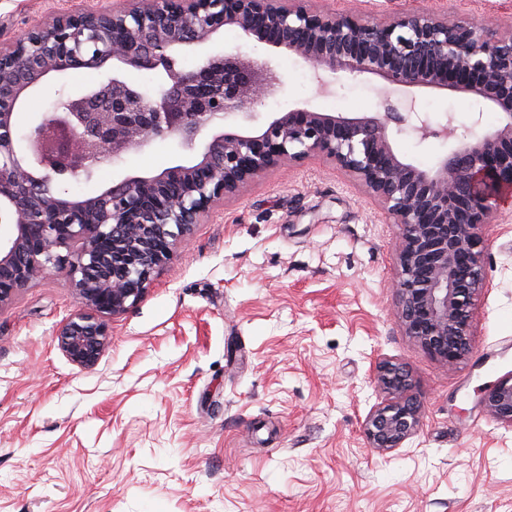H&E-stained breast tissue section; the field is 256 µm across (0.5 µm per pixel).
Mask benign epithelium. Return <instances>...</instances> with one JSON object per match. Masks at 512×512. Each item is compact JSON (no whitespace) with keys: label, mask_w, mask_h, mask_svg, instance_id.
I'll use <instances>...</instances> for the list:
<instances>
[{"label":"benign epithelium","mask_w":512,"mask_h":512,"mask_svg":"<svg viewBox=\"0 0 512 512\" xmlns=\"http://www.w3.org/2000/svg\"><path fill=\"white\" fill-rule=\"evenodd\" d=\"M226 27L311 64L323 91L331 77H380L383 110L347 116L296 107L250 126L281 83L268 63L215 54L193 70L180 66L184 49ZM111 62L161 70L168 87L149 98L116 71L92 92L59 99L16 136L14 112L45 76ZM422 89L473 97L499 112L500 123L450 148L436 166L416 165L396 152L390 126L423 140L455 135L452 115L433 125L416 96L391 97ZM208 128L220 132L202 144ZM170 135L196 159L90 196L58 188ZM312 156L347 172L399 225L402 330L448 367L464 362L488 288L482 227L512 188V25L474 26L433 10L377 21L308 0H112L57 11L0 43V224L12 227L0 239V308L65 273L76 307L58 345L72 364L90 368L109 347L107 319L145 296L194 225L250 182ZM375 382L387 403L369 412L363 430L369 447L387 454L417 431L422 410L399 364L379 362ZM480 403L512 427V376L484 389Z\"/></svg>","instance_id":"1"}]
</instances>
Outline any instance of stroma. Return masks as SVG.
<instances>
[{
	"instance_id": "stroma-1",
	"label": "stroma",
	"mask_w": 512,
	"mask_h": 512,
	"mask_svg": "<svg viewBox=\"0 0 512 512\" xmlns=\"http://www.w3.org/2000/svg\"><path fill=\"white\" fill-rule=\"evenodd\" d=\"M91 0H0L4 40ZM312 7L384 19L437 9L473 25L512 23V0H311ZM268 62L279 88L257 123L291 107L380 108L379 78L322 93L314 69L221 31L186 51ZM106 71L46 78L22 101L16 129L52 111L57 90L98 86ZM431 120L453 114L458 140L499 116L474 99L422 90ZM394 148L435 165L448 141L391 130ZM178 138L103 164L93 194L127 175L185 163ZM396 224L344 171L315 156L248 185L195 225L146 296L109 319L111 346L90 369L70 363L56 332L76 302L64 273L0 309V512H512V428L482 391L512 373V204L483 228L489 285L475 306L471 358L451 368L398 323ZM388 359L408 372L422 406L414 436L387 455L363 423L386 396Z\"/></svg>"
}]
</instances>
